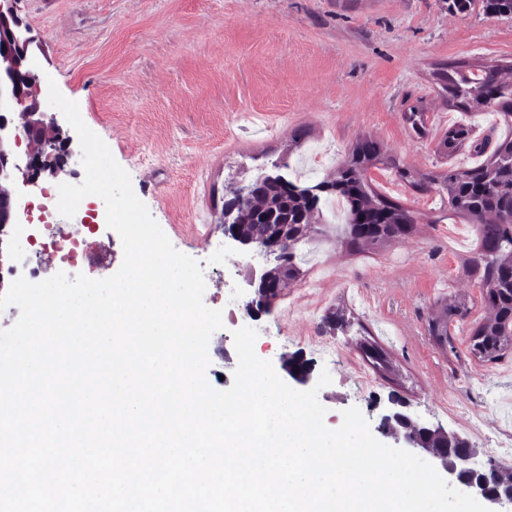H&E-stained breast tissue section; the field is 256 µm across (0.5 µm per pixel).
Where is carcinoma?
<instances>
[{
	"label": "carcinoma",
	"mask_w": 512,
	"mask_h": 512,
	"mask_svg": "<svg viewBox=\"0 0 512 512\" xmlns=\"http://www.w3.org/2000/svg\"><path fill=\"white\" fill-rule=\"evenodd\" d=\"M448 10L467 12L476 6L490 14L512 17V0H444ZM512 72V64L485 65L478 72L461 66L440 68L433 73L448 95V105L463 112L478 106L496 112L504 124L512 128V83L502 74ZM467 124L448 127L440 146L448 154L456 152L470 138ZM486 159L466 169H450L433 178L410 169H397L398 176L418 187L438 185L448 211L468 219L475 227L477 248L470 260L471 273L478 277L483 300L494 317L479 325L471 334V352L492 361L512 348V135L496 141L492 150L480 143L476 146ZM380 166L396 169L386 148L371 136L358 139L330 177H322L313 185H301L284 177L287 163H271L267 178L255 179L236 187L224 199L222 213L246 225V232L257 241L269 238L277 225H288V249L277 256L285 268V276L277 284L255 283L257 309L267 306L268 294L280 291L301 275L294 261L297 247L320 233L311 215L321 211L323 201L340 195L348 203L344 234L355 247L377 250L387 242L410 236L416 218L408 207L377 193L369 184L367 173ZM467 298L452 297L438 316L429 323L430 335L442 340L454 320L467 315ZM418 437L436 448L455 452L466 447L465 440L449 441L421 430Z\"/></svg>",
	"instance_id": "obj_1"
}]
</instances>
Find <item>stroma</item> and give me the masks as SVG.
<instances>
[{"mask_svg": "<svg viewBox=\"0 0 512 512\" xmlns=\"http://www.w3.org/2000/svg\"><path fill=\"white\" fill-rule=\"evenodd\" d=\"M16 8L34 39L32 95L53 135L79 150L74 129L48 105L52 82L77 102L168 239L196 260L209 236L224 234L219 215L232 182L254 179L272 160L294 162L324 140L332 170L371 135L397 165L437 176L481 160L467 146L442 151L450 125L471 124L478 140L512 132L495 113L450 108L433 78L458 62H512V18L479 7L452 15L444 0H18ZM414 108L425 114L423 130L405 120ZM368 179L417 213L416 231L370 251L323 223L309 243L314 265L262 315L256 355L279 372L300 353L314 372H330L318 394L328 428L352 406L378 426L397 399L406 413L468 439L482 459L512 466V453L489 451L512 438V351L493 361L470 351L471 330L489 315L467 271L475 232L437 188L415 190L388 168ZM71 233L83 239L82 274L120 268L122 242L107 225ZM460 291L470 313L438 345L428 320ZM331 310L344 312L346 327L324 328ZM233 331L225 325L208 346L206 376L219 390L234 381ZM366 344L385 353L387 370L372 365Z\"/></svg>", "mask_w": 512, "mask_h": 512, "instance_id": "obj_1", "label": "stroma"}]
</instances>
